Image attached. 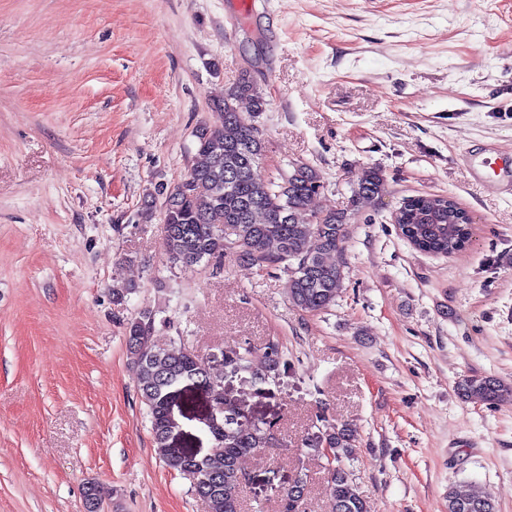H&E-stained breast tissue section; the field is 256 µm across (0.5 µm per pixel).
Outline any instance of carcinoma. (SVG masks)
<instances>
[{
    "label": "carcinoma",
    "instance_id": "cac0c4a2",
    "mask_svg": "<svg viewBox=\"0 0 512 512\" xmlns=\"http://www.w3.org/2000/svg\"><path fill=\"white\" fill-rule=\"evenodd\" d=\"M246 100L254 112L266 110L268 101L250 74L216 102L217 120L194 131L195 145L188 185L171 199L163 200L161 222L164 247L173 269L191 270L213 258L231 255L239 263L259 270L288 273V293L294 307L321 313L336 305L346 279V266L332 260L347 239L351 211L358 204L382 196L385 178L375 167L365 168L352 190L350 207L328 212L317 220L310 204L322 188L320 175L299 164L288 177L257 175L266 153L260 130L238 110ZM455 202L438 196H417L397 217L403 237L417 249L448 255L460 250L468 238V225L458 216ZM130 359L137 372L142 403L150 417L156 454L190 482V491L208 512H242V492L248 473L242 460L254 453L286 454L292 442L273 422L241 424L229 405L220 412V426L208 428L210 447L194 459L171 445L163 425L169 398L189 384L214 380L213 362L172 340L165 346L154 341L155 313L143 309L123 323ZM224 366L268 384L288 369L278 343L264 347L263 362L254 363L247 345L228 344L219 350ZM464 401L494 406L512 400V384L489 375L466 374L455 382ZM358 444L357 431L349 424L316 416L300 438L305 454L326 460V490L333 512H369L364 496L344 467ZM299 483L273 488L276 512H305L307 474ZM448 512H498L495 502L462 486L448 489Z\"/></svg>",
    "mask_w": 512,
    "mask_h": 512
}]
</instances>
